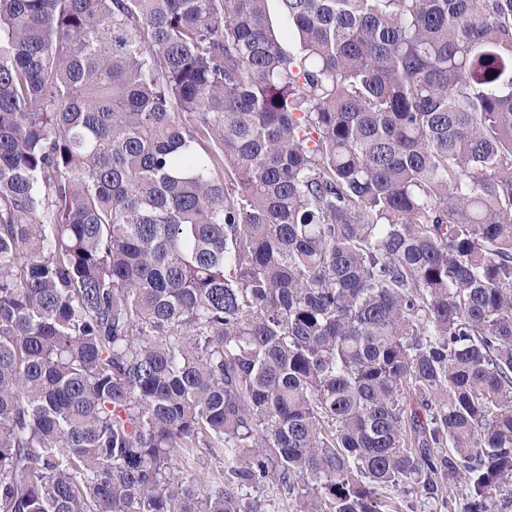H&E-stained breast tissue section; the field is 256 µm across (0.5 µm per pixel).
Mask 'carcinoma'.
I'll return each instance as SVG.
<instances>
[{"label": "carcinoma", "instance_id": "obj_1", "mask_svg": "<svg viewBox=\"0 0 512 512\" xmlns=\"http://www.w3.org/2000/svg\"><path fill=\"white\" fill-rule=\"evenodd\" d=\"M267 2L0 0V512H512V0Z\"/></svg>", "mask_w": 512, "mask_h": 512}]
</instances>
